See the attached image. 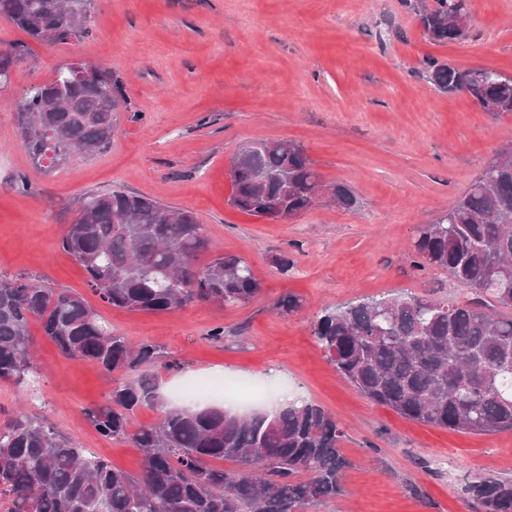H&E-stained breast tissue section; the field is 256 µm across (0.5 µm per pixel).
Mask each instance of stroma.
<instances>
[{
	"instance_id": "obj_1",
	"label": "stroma",
	"mask_w": 512,
	"mask_h": 512,
	"mask_svg": "<svg viewBox=\"0 0 512 512\" xmlns=\"http://www.w3.org/2000/svg\"><path fill=\"white\" fill-rule=\"evenodd\" d=\"M90 15L87 34L68 44L37 42L0 16V52L21 56L0 92V276L28 272L77 292L131 345L158 346L148 370L170 405L183 382L219 374L264 388L271 405L303 392L335 416L345 431L342 491L305 512H476L465 487L478 476L512 478V431L424 425L371 402L327 360L310 322L324 308L401 291L469 297L448 273L412 268L409 255L420 225L512 143V113L438 91L421 63L432 56L511 74L512 0H470L467 37L445 44L425 36L402 0H92ZM76 59L111 67L128 109L106 151L46 173L24 147L15 101ZM254 139L301 144L322 181L349 184L360 209L319 202L276 221L234 208L231 162ZM20 172L31 193L17 191ZM112 189L195 212L209 243L199 265L240 255L259 294L244 306L163 313L103 302L60 239L75 199ZM281 255L294 263L285 276ZM290 293L301 307L280 313ZM217 326L220 344L207 338ZM29 329L41 376L28 396L0 382V422L25 405L77 447L138 475L142 451L85 418L114 377L64 358L38 322Z\"/></svg>"
}]
</instances>
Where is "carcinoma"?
Wrapping results in <instances>:
<instances>
[{"mask_svg": "<svg viewBox=\"0 0 512 512\" xmlns=\"http://www.w3.org/2000/svg\"><path fill=\"white\" fill-rule=\"evenodd\" d=\"M419 12L429 40L467 35L457 21L465 0H434ZM91 0H0L6 15L38 42L81 39ZM435 88L463 90L486 112H512V74L459 68L435 57L422 62ZM52 81L23 92L18 124L33 162L48 170L76 153L105 150L127 110L112 71ZM231 204L253 216L288 220L312 207L328 187L330 201L352 211L359 199L346 183L324 184L302 145L255 140L236 153ZM61 246L86 271L87 285L115 308L171 312L194 302L242 306L260 291L247 262L208 250L190 210L122 190L88 192ZM413 267L439 268L470 289L464 302L412 293L326 308L312 336L336 371L361 394L418 423L475 433L512 431V146L500 148L463 195L431 224L420 226ZM70 359L121 372L107 401L85 412L102 436L145 452L135 478L55 429L22 412L0 424V512H303L342 491L344 430L321 406L307 402L265 412L169 407L145 366L157 347H131L85 299L28 273L0 277V382L24 391L40 377L28 324ZM140 408L160 422L132 428ZM227 459L240 470L210 466ZM307 473L305 480L298 474ZM480 512H512V479L480 478L465 488Z\"/></svg>", "mask_w": 512, "mask_h": 512, "instance_id": "obj_1", "label": "carcinoma"}]
</instances>
